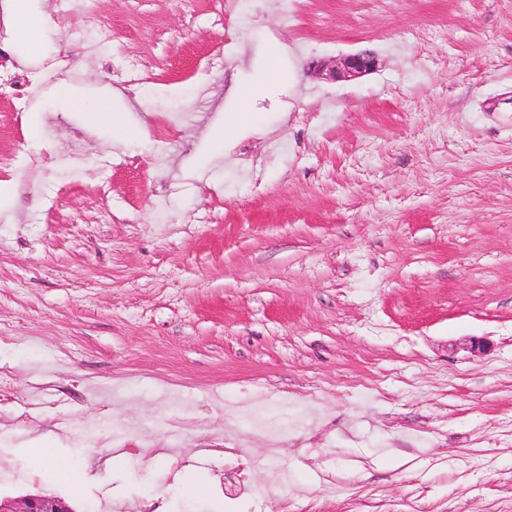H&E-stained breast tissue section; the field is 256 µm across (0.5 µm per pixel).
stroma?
<instances>
[{
    "label": "stroma",
    "mask_w": 512,
    "mask_h": 512,
    "mask_svg": "<svg viewBox=\"0 0 512 512\" xmlns=\"http://www.w3.org/2000/svg\"><path fill=\"white\" fill-rule=\"evenodd\" d=\"M97 7L94 53L56 0H30L33 45L0 0L12 62L52 65L28 109L0 96L32 167L0 171V496L512 512V0ZM364 51L357 80L314 71ZM103 96L135 137L91 119Z\"/></svg>",
    "instance_id": "35a3bbf8"
}]
</instances>
